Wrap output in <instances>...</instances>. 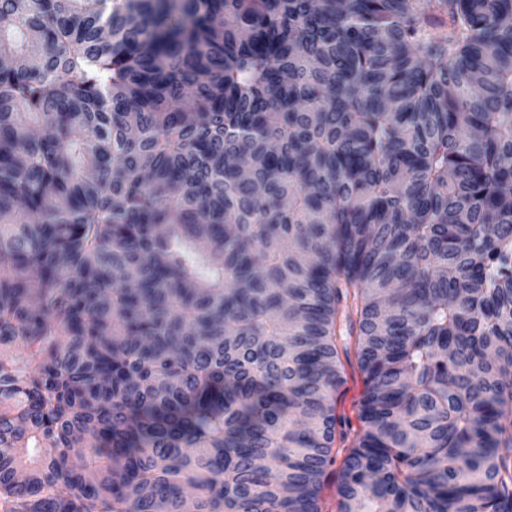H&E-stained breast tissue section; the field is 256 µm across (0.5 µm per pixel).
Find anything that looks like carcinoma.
Masks as SVG:
<instances>
[{"mask_svg":"<svg viewBox=\"0 0 512 512\" xmlns=\"http://www.w3.org/2000/svg\"><path fill=\"white\" fill-rule=\"evenodd\" d=\"M0 58V512H322L352 337L337 512H512V0H0ZM341 370L344 383L334 396L336 415L341 424L337 425L334 444L336 462L330 467L331 477L321 494L324 512H336V473L340 470L346 449L351 448L362 430L359 408L365 386L364 376L358 365L354 341H351L348 356L341 353Z\"/></svg>","mask_w":512,"mask_h":512,"instance_id":"1","label":"carcinoma"}]
</instances>
